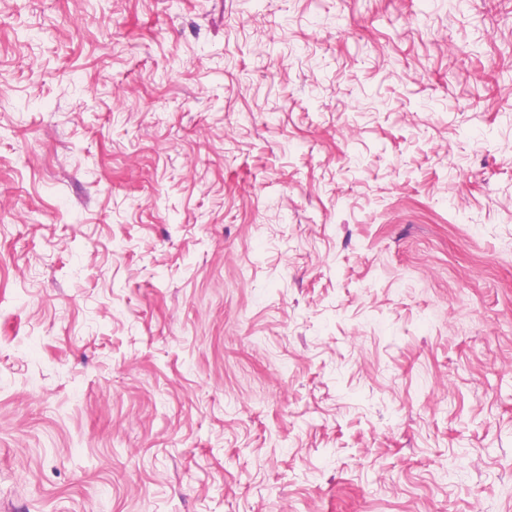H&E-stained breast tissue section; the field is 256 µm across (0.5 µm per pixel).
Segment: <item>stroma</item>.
Here are the masks:
<instances>
[{
    "label": "stroma",
    "instance_id": "stroma-1",
    "mask_svg": "<svg viewBox=\"0 0 512 512\" xmlns=\"http://www.w3.org/2000/svg\"><path fill=\"white\" fill-rule=\"evenodd\" d=\"M0 512H512V0H0Z\"/></svg>",
    "mask_w": 512,
    "mask_h": 512
}]
</instances>
